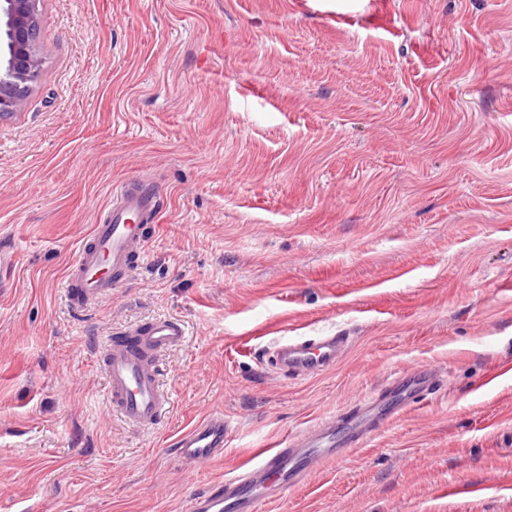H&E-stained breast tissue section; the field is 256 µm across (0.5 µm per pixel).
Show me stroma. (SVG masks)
<instances>
[{"label":"stroma","mask_w":512,"mask_h":512,"mask_svg":"<svg viewBox=\"0 0 512 512\" xmlns=\"http://www.w3.org/2000/svg\"><path fill=\"white\" fill-rule=\"evenodd\" d=\"M0 120V512H185L259 448L418 364L440 392L263 512H512V0H41ZM164 198L143 265L61 288L114 186ZM173 316L168 413L122 422L101 343ZM352 338L267 366L284 336ZM234 432L189 465L175 439ZM350 348L349 336H295L275 344L272 364L289 379L299 380L319 374L335 366ZM231 435L224 414L213 413L179 435L174 449L184 462L196 465L220 457Z\"/></svg>","instance_id":"stroma-1"}]
</instances>
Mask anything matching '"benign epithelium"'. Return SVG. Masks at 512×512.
I'll list each match as a JSON object with an SVG mask.
<instances>
[{
	"instance_id": "1",
	"label": "benign epithelium",
	"mask_w": 512,
	"mask_h": 512,
	"mask_svg": "<svg viewBox=\"0 0 512 512\" xmlns=\"http://www.w3.org/2000/svg\"><path fill=\"white\" fill-rule=\"evenodd\" d=\"M40 0H0V118L20 111L41 81Z\"/></svg>"
}]
</instances>
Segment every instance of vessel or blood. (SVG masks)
I'll use <instances>...</instances> for the list:
<instances>
[{
    "instance_id": "obj_1",
    "label": "vessel or blood",
    "mask_w": 512,
    "mask_h": 512,
    "mask_svg": "<svg viewBox=\"0 0 512 512\" xmlns=\"http://www.w3.org/2000/svg\"><path fill=\"white\" fill-rule=\"evenodd\" d=\"M104 220L94 225L70 265L64 288L72 306L86 308L111 295L120 277L130 271L133 254L145 239L144 222L158 217L159 192L142 181L123 183ZM186 331L175 318H159L115 337L101 360L109 402L125 422L154 425L166 404L158 359L181 346ZM349 338L295 336L275 344L272 363L288 378L299 380L335 366L347 354ZM447 376L444 367L416 365L395 374L377 393L351 402L344 411L322 420L312 429L286 437L251 458L224 479L209 485L189 502L188 512H260L275 490L301 485L327 459H340L374 435L398 411L438 393ZM232 435L223 414H211L178 436L177 455L199 464L224 452Z\"/></svg>"
}]
</instances>
